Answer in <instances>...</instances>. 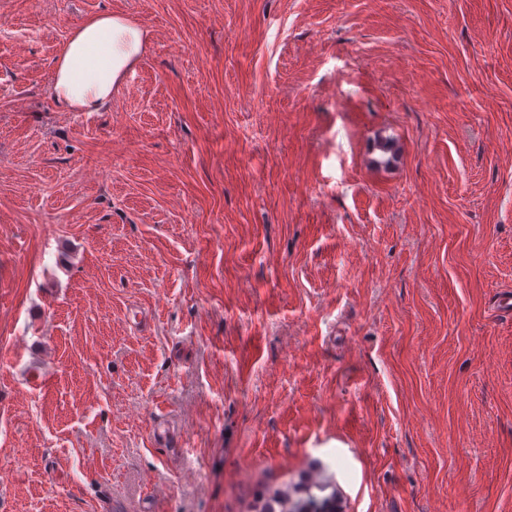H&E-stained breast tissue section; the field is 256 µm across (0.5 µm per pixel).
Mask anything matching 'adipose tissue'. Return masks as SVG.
<instances>
[{
	"mask_svg": "<svg viewBox=\"0 0 512 512\" xmlns=\"http://www.w3.org/2000/svg\"><path fill=\"white\" fill-rule=\"evenodd\" d=\"M145 31L118 14L91 16L73 28L55 59L54 100L73 112H94L142 58Z\"/></svg>",
	"mask_w": 512,
	"mask_h": 512,
	"instance_id": "adipose-tissue-1",
	"label": "adipose tissue"
}]
</instances>
